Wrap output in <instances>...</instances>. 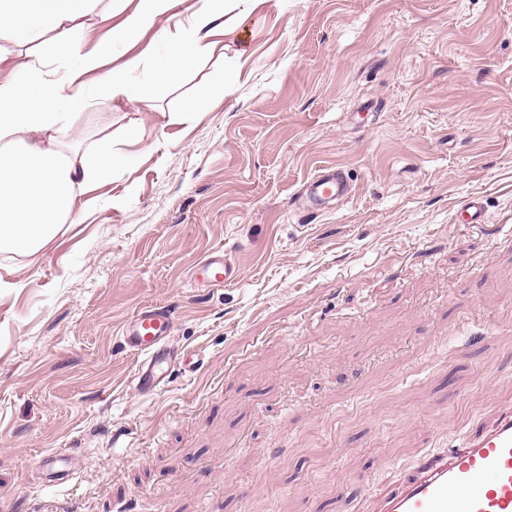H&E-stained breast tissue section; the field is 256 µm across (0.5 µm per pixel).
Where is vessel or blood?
<instances>
[{
    "mask_svg": "<svg viewBox=\"0 0 512 512\" xmlns=\"http://www.w3.org/2000/svg\"><path fill=\"white\" fill-rule=\"evenodd\" d=\"M344 194L334 173L321 172L311 178L301 205L309 211H324ZM236 277L228 252L218 249L194 269L192 282L201 287ZM174 324L169 310L145 306L119 332L122 348L138 358L133 380L141 395L162 392L175 369L192 356L191 351L173 348ZM43 466L44 481L50 486L78 472L67 448L44 459ZM381 512H512V410L443 458L426 462L403 487L383 497Z\"/></svg>",
    "mask_w": 512,
    "mask_h": 512,
    "instance_id": "obj_1",
    "label": "vessel or blood"
}]
</instances>
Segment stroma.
Segmentation results:
<instances>
[{"instance_id":"35a3bbf8","label":"stroma","mask_w":512,"mask_h":512,"mask_svg":"<svg viewBox=\"0 0 512 512\" xmlns=\"http://www.w3.org/2000/svg\"><path fill=\"white\" fill-rule=\"evenodd\" d=\"M105 136L126 167L0 254V512H376L512 404V0H264L64 142ZM321 169L349 193L303 217ZM220 248L237 280L192 287ZM145 305L203 359L151 397L117 340ZM44 481L47 486L62 484L71 478H75L78 467L73 462L70 448L56 451L51 457L43 460Z\"/></svg>"}]
</instances>
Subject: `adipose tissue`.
Segmentation results:
<instances>
[{
	"mask_svg": "<svg viewBox=\"0 0 512 512\" xmlns=\"http://www.w3.org/2000/svg\"><path fill=\"white\" fill-rule=\"evenodd\" d=\"M177 0H111L121 17L109 36L84 42L83 17L100 0H0V46L16 55L0 66V253L34 254L74 220L80 189L107 180L126 164L109 140L89 151L66 149L64 133L73 115L109 103L135 88L134 72L147 70L136 88L145 95L157 84L175 82L191 69L210 39L226 28L230 0H193L189 26L159 30L165 54L150 59L138 51L143 34L171 15ZM156 28V27H155ZM124 54L110 71L105 61ZM97 73L94 85L84 77Z\"/></svg>",
	"mask_w": 512,
	"mask_h": 512,
	"instance_id": "obj_1",
	"label": "adipose tissue"
}]
</instances>
